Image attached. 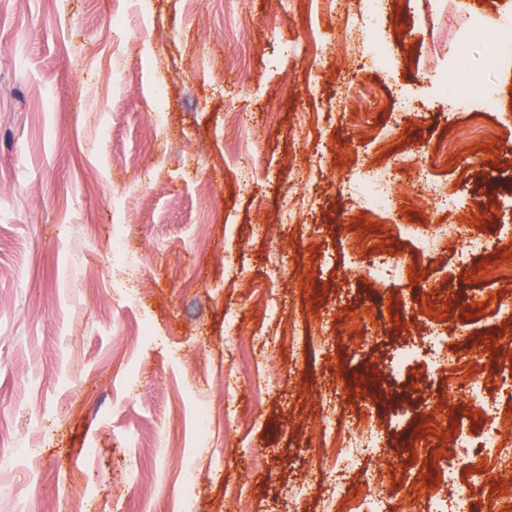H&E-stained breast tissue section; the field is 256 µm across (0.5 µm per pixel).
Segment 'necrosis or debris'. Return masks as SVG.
<instances>
[{
    "label": "necrosis or debris",
    "mask_w": 512,
    "mask_h": 512,
    "mask_svg": "<svg viewBox=\"0 0 512 512\" xmlns=\"http://www.w3.org/2000/svg\"><path fill=\"white\" fill-rule=\"evenodd\" d=\"M441 89L454 111L495 112L500 107L498 87L491 82L475 92L469 85L445 78ZM347 194L373 216L395 213L398 205L395 177L386 166L370 165L357 172L348 184ZM402 231L415 240L417 252L423 258L459 242L473 256L484 254L490 245L489 239L470 223L437 224L430 230L406 224ZM428 365L444 376L449 390L468 399L481 420V429L478 437L471 440L456 425H449L447 447L424 457L429 469L442 473L448 493L428 496L420 504L419 512H474L478 506L483 512H512V404L502 408L489 406L487 384L480 380L481 374H490L500 391L512 395V349H500L495 369L490 373L485 371L482 356L476 351L464 356H435ZM374 434L373 415L365 409L337 430L332 447H319L317 476L307 481L304 488L319 495L323 512H387L395 466L370 471L354 490L337 480L326 485L319 480L325 470L337 472L344 465L358 463ZM491 475L499 480L492 490L486 487Z\"/></svg>",
    "instance_id": "4bbe7bcc"
}]
</instances>
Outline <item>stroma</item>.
I'll return each instance as SVG.
<instances>
[{"instance_id":"obj_1","label":"stroma","mask_w":512,"mask_h":512,"mask_svg":"<svg viewBox=\"0 0 512 512\" xmlns=\"http://www.w3.org/2000/svg\"><path fill=\"white\" fill-rule=\"evenodd\" d=\"M502 2L389 0L372 18L366 0H149L145 28L134 0H0V432L26 451L0 474V512H178L186 471L196 512H321L296 495L308 449L364 407L381 439L344 485L389 459L388 512L443 490L409 456L435 445L421 418L440 409L472 437L480 421L428 370L424 311L456 314L449 353L494 354L511 330L494 310L465 312L497 287L484 268L512 269V250L457 244L395 285L354 280L353 265L416 249L366 222L344 184L389 166L403 223L457 222L419 190L431 175L483 208L480 233L512 239V154L497 147L512 141V71L488 70L464 13ZM380 39L395 47L386 72L365 66ZM314 40L326 54L311 67ZM459 41L498 85V111H449L439 78ZM117 225L128 261L115 271ZM117 276L138 285L133 300ZM360 307L378 327L337 334ZM411 345L417 360L389 373ZM228 380L231 417L197 444L193 410Z\"/></svg>"}]
</instances>
